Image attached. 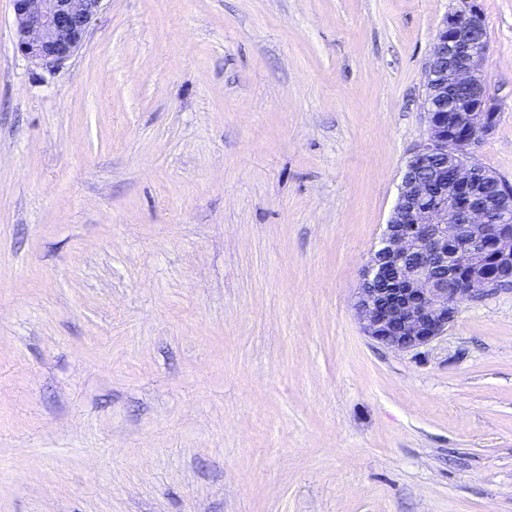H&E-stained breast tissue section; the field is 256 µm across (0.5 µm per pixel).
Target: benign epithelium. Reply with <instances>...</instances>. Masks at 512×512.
Listing matches in <instances>:
<instances>
[{
    "mask_svg": "<svg viewBox=\"0 0 512 512\" xmlns=\"http://www.w3.org/2000/svg\"><path fill=\"white\" fill-rule=\"evenodd\" d=\"M104 0H11L16 50L57 67L75 56ZM441 20L425 63L427 129L401 174L386 228L371 249L355 302L364 334L400 351L442 336L461 303L499 291L482 269L487 252L512 271V207L475 204L490 173L472 149L494 129L485 76V19L475 0Z\"/></svg>",
    "mask_w": 512,
    "mask_h": 512,
    "instance_id": "benign-epithelium-1",
    "label": "benign epithelium"
}]
</instances>
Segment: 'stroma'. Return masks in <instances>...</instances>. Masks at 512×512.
Wrapping results in <instances>:
<instances>
[{
    "label": "stroma",
    "instance_id": "stroma-1",
    "mask_svg": "<svg viewBox=\"0 0 512 512\" xmlns=\"http://www.w3.org/2000/svg\"><path fill=\"white\" fill-rule=\"evenodd\" d=\"M512 185V0H476ZM461 0H0V512H512V286L416 352L354 310ZM105 0H11L16 50L37 65L75 56Z\"/></svg>",
    "mask_w": 512,
    "mask_h": 512
}]
</instances>
